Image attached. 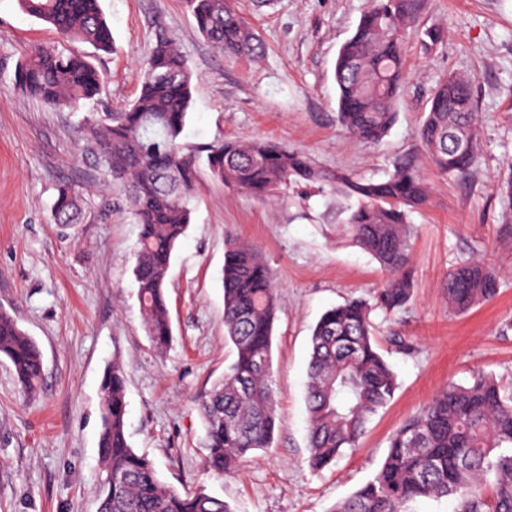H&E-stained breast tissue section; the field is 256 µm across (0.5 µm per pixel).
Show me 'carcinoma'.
<instances>
[{
  "instance_id": "obj_1",
  "label": "carcinoma",
  "mask_w": 512,
  "mask_h": 512,
  "mask_svg": "<svg viewBox=\"0 0 512 512\" xmlns=\"http://www.w3.org/2000/svg\"><path fill=\"white\" fill-rule=\"evenodd\" d=\"M31 16L50 24L59 42L75 39L107 52L112 31L100 0H19ZM197 29L228 57L264 52L252 24L232 0H186ZM423 0H374L334 65L336 122L352 138L380 142L395 119L404 82V42ZM444 29L422 31L431 51ZM103 76L80 55L36 45L15 71V86L49 106L77 107L94 98ZM193 74L170 37L160 34L142 63L139 92L122 112L87 119L85 135L106 163L112 185L125 191L139 226L134 277L146 333L162 354L172 341L165 294L174 250L191 223L198 184L197 159L181 135ZM472 79L451 75L434 89L418 138L434 167L465 178L479 159ZM212 177L263 198L292 184H323L351 201L342 235L376 259L386 278L372 301L350 299L326 310L311 334L306 384L308 463L320 471L357 448L367 423L386 407L397 376L381 352L372 312L396 314L410 302L409 213L428 201L416 155L402 158L383 181L328 174L303 153L271 139L234 138L205 147ZM58 224H77L82 198L58 189L52 206ZM499 281L483 262L467 260L444 282L449 307L466 313L492 301ZM224 341L235 360L199 401L205 466L217 476L235 471L254 452L270 448L280 426L272 390V343L277 317L269 265L250 244L229 236L224 244ZM0 357L28 393L41 385L37 343L0 310ZM124 365L112 362L101 382L100 512H232L203 489L182 492L162 481L137 453L126 430ZM456 496L457 512H512V386L479 373L467 385L450 383L390 438L372 479L337 503L334 512H411L420 498Z\"/></svg>"
}]
</instances>
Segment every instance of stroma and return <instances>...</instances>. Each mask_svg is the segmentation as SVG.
<instances>
[{
  "label": "stroma",
  "instance_id": "1",
  "mask_svg": "<svg viewBox=\"0 0 512 512\" xmlns=\"http://www.w3.org/2000/svg\"><path fill=\"white\" fill-rule=\"evenodd\" d=\"M264 53L232 58L203 38L184 0H101L112 29L110 52L86 43L104 75L79 108L52 107L13 86L29 47L56 46L52 27L18 0H0V310L39 345L44 376L32 395L0 358V512H97L100 388L113 360L126 369L127 431L137 453L176 489H205L233 512H333L373 477L393 432L448 382L476 370L512 384V211L498 186L512 176V0H424L405 39V80L395 121L375 145L336 123L334 62L372 0H233ZM446 37L425 52L419 30ZM174 39L193 73L182 143L188 154L230 137L265 136L308 154L327 173L380 181L420 150L417 130L440 80L472 77L480 162L465 180L424 165L427 204L411 213L412 300L406 310L374 312L377 336L397 375L392 401L368 422L359 448L321 471L308 466L305 383L310 336L320 315L350 298H370L385 274L338 226L348 202L329 188L300 184L256 199L201 169L192 222L177 246L166 297L173 341L157 354L145 332L133 276L138 226L105 212L112 183L98 150L83 137L88 116L119 112L138 93L140 64L158 34ZM84 200L77 224L56 223L57 190ZM254 245L276 283L273 392L281 425L271 448L237 472L204 469L197 404L234 359L224 342V239ZM488 260L501 277L492 302L455 314L443 284L465 259ZM412 344L397 351L389 338Z\"/></svg>",
  "mask_w": 512,
  "mask_h": 512
}]
</instances>
